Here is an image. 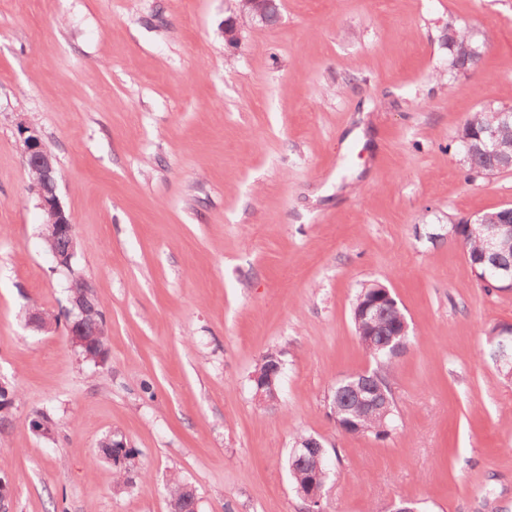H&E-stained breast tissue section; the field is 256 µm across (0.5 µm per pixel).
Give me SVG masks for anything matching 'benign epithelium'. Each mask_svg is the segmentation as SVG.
I'll return each instance as SVG.
<instances>
[{"mask_svg": "<svg viewBox=\"0 0 512 512\" xmlns=\"http://www.w3.org/2000/svg\"><path fill=\"white\" fill-rule=\"evenodd\" d=\"M275 0H238L237 9L239 16L248 18L254 25L263 27L267 23V14ZM19 133L22 138V156L24 164L30 174L35 176L34 184L37 186L39 206L44 212L45 223L51 226L52 233L56 238H65L69 241V248L65 251L55 249L49 250L56 267L70 271L76 256V233L75 224L72 221L58 196L59 170L55 157L46 149L37 131L24 124H19ZM461 142V153L463 160H469L477 150L489 147L507 160V163L500 166V169L512 170V153L508 148L497 141V134L493 127L489 126L482 131L470 136L459 137ZM486 238L484 242V255L491 256V260L481 261L480 268H472L476 279L488 285L495 281L504 291H512V258L505 259L497 255V240L502 236L512 237V205L505 209L503 220L497 224H487ZM70 301L73 307V314L76 320L69 326L71 342L73 346L81 351L88 359L94 360L95 364L102 365L106 361L108 348L107 336L104 329L95 333V339L85 337L81 324L87 316L100 306L99 299L93 286L83 277H69ZM395 312L399 321L394 324L388 344L393 349L405 352L408 348L406 336H408V322L406 317L399 313L397 302L391 295L389 289H382L381 293L360 299L358 308V319L364 320L369 316L375 317L381 313ZM500 342L498 344L494 360L496 364H512V323L498 325ZM283 364L279 361L265 360L260 363L257 370L252 374L251 381L254 383L255 398L262 402L265 395L275 390L277 376L281 373ZM351 390L354 401L364 408H372L378 400L372 390L364 381H354L347 385ZM291 455L297 460L307 457L315 458L316 469L310 472L305 487L298 489L299 495L309 505L308 512H323L322 500L326 488L327 458L323 457L322 442L311 437L299 440L292 447Z\"/></svg>", "mask_w": 512, "mask_h": 512, "instance_id": "1", "label": "benign epithelium"}]
</instances>
